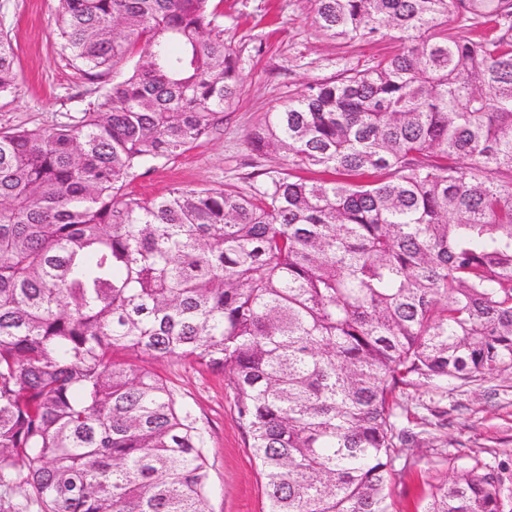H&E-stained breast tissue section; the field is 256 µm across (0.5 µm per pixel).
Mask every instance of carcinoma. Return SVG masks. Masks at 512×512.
Listing matches in <instances>:
<instances>
[{
  "instance_id": "obj_1",
  "label": "carcinoma",
  "mask_w": 512,
  "mask_h": 512,
  "mask_svg": "<svg viewBox=\"0 0 512 512\" xmlns=\"http://www.w3.org/2000/svg\"><path fill=\"white\" fill-rule=\"evenodd\" d=\"M211 2L59 0L87 78L138 61L77 124L0 131V487L208 512L207 436L144 355L224 373L266 512H391L401 390L512 371V0H308L393 49L265 114L260 183L133 198L241 91ZM424 512H512V487L462 471Z\"/></svg>"
}]
</instances>
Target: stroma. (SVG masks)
Listing matches in <instances>:
<instances>
[{
    "label": "stroma",
    "instance_id": "obj_1",
    "mask_svg": "<svg viewBox=\"0 0 512 512\" xmlns=\"http://www.w3.org/2000/svg\"><path fill=\"white\" fill-rule=\"evenodd\" d=\"M225 41L235 47L244 76L224 121L172 162L152 163L127 187L154 198L176 186H245L251 174L277 168L280 157L250 151L247 134L266 112L304 84L349 66L367 67L390 42L347 43L321 35L308 0H216ZM58 0H0V30L16 52L18 93L0 101V130L72 123L98 101L100 89L63 55L57 39ZM158 372L207 433L211 512H265L258 466L234 411L223 373L181 359L139 357ZM403 424L416 433L392 480L393 512H422L429 485L453 472L501 468L512 479V373L479 381L420 385L401 392Z\"/></svg>",
    "mask_w": 512,
    "mask_h": 512
}]
</instances>
